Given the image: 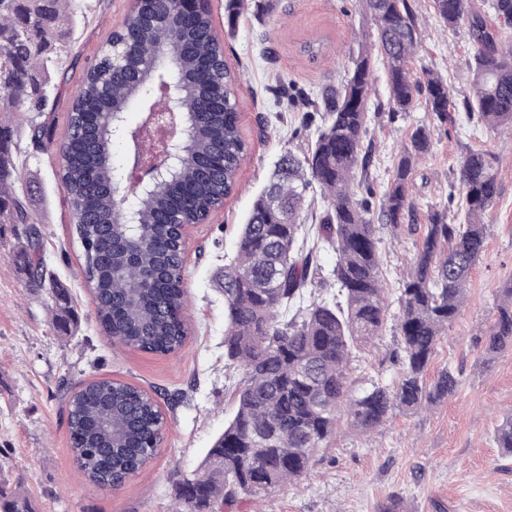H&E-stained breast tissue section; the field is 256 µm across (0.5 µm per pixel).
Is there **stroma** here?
I'll return each mask as SVG.
<instances>
[{
	"label": "stroma",
	"mask_w": 512,
	"mask_h": 512,
	"mask_svg": "<svg viewBox=\"0 0 512 512\" xmlns=\"http://www.w3.org/2000/svg\"><path fill=\"white\" fill-rule=\"evenodd\" d=\"M134 3L71 0L76 22L59 64L65 80L51 89L40 118L51 134L44 151L30 152L28 124L0 112V122L14 130L15 186L28 191L47 270L67 288L71 306L67 322L58 323L51 295L18 263L16 253L31 227L0 224V488L7 497L23 498L30 512H172L176 483L196 469L233 412L216 275L233 256L239 226L274 162L315 139L319 125L304 124L305 113L318 110L326 88L341 86L350 59L372 31L361 0H270L264 10L247 0L234 35L224 40V57L238 79L248 154L223 208L189 229L182 316L190 333L181 351L164 356L105 336L83 276L71 202L57 177L72 94ZM413 8L421 32L413 73L419 78L433 71L447 80L454 120L437 123L422 105L392 112L384 69L375 65L366 135L374 158L369 188L359 198L378 206L400 150L417 128L430 129L432 146L408 181L413 217L398 231L379 229L391 318L358 352L350 382L356 389L396 382L398 290L434 213L445 212L449 223H458V165L467 151L482 150L493 157L498 187L484 216L489 237L464 304L427 371L433 378L452 370L458 387L425 410H393L365 435L339 424L306 476L272 497L247 502L243 512H512V457L503 458L493 438L512 412V351L490 358L475 343L496 317L497 288L512 280V134L491 129L464 105L472 95L468 26L444 27L431 0H415ZM92 378L141 388L166 419L164 439L147 469L113 491L81 478L70 448L68 394Z\"/></svg>",
	"instance_id": "obj_1"
}]
</instances>
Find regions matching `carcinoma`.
<instances>
[{"instance_id": "carcinoma-1", "label": "carcinoma", "mask_w": 512, "mask_h": 512, "mask_svg": "<svg viewBox=\"0 0 512 512\" xmlns=\"http://www.w3.org/2000/svg\"><path fill=\"white\" fill-rule=\"evenodd\" d=\"M374 29L371 47L352 61L348 78L327 94L317 137L302 154L288 152L274 164L256 195L237 250L224 264V368L238 374L236 409L192 474L174 489V512H231L245 500L266 498L307 473L336 429L341 415L367 433L395 409L415 410L454 393L452 371L429 385L426 374L435 347L455 320L465 287L484 251L488 225L482 216L497 196L492 162L468 151L458 170L465 211L460 224L437 213L399 289L397 331L401 354L398 381L373 382L353 391L348 371L353 350L380 335L388 303L381 271V239L368 201L356 199V173L371 162L364 144L371 97V51L386 71L389 104L409 112L424 96L439 123L451 120L448 81L433 73L425 82L409 64L420 43L411 0H364ZM448 28L468 21L474 46L473 96L465 101L493 128L512 131V41L500 40L471 10L470 0H433ZM499 24L512 26V0H492ZM244 0H225L233 30ZM179 0H169L157 20L152 0L134 5L111 39L136 53L126 61L127 79L112 78V47L105 48L73 96L59 177L72 205L82 248V270L105 334L127 348L170 355L180 351L188 328L184 260L176 242L180 224H199L236 188L247 145L239 127L237 79L224 60V43L211 12L199 11L189 26L179 20ZM50 20H45V15ZM73 13L63 0H0V112L32 123L31 146L45 149L44 126L32 114L49 101L51 55ZM191 43L212 69L206 88L192 80L197 59L182 56ZM182 112L189 130L181 163L145 186L133 205H117L124 167L112 159L113 143L126 159L134 145L152 146V133L128 114ZM87 112L102 113L95 127ZM13 133L0 125V224H34L29 205L13 188ZM430 149L426 128L416 129L380 202L384 223L397 228L415 205L407 181L416 159ZM318 186L326 214L317 224L304 217L307 192ZM168 215L172 223L159 224ZM336 253L328 277L316 280L314 259L325 247ZM20 262L41 268L32 281L49 284L56 302L68 304L64 288L46 281L39 232L26 239ZM326 292L317 296L314 289ZM485 354L512 350V281L498 290L497 317L488 328ZM164 420L156 402L128 383L95 378L69 394L68 428L74 463L88 482L104 491L115 479L147 466L162 441ZM497 447L512 455V414L495 432Z\"/></svg>"}]
</instances>
